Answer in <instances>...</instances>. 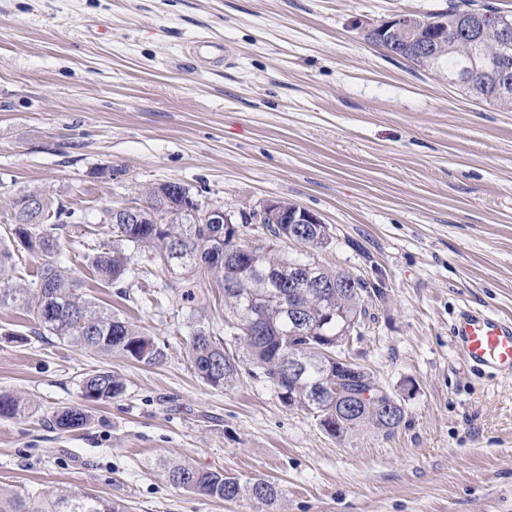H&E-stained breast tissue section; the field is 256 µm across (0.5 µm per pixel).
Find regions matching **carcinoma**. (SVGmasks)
<instances>
[{"label": "carcinoma", "instance_id": "obj_1", "mask_svg": "<svg viewBox=\"0 0 512 512\" xmlns=\"http://www.w3.org/2000/svg\"><path fill=\"white\" fill-rule=\"evenodd\" d=\"M473 11L497 10L477 0H450L448 9L430 14L436 19L457 17L459 9ZM463 41H457L448 52L417 65L431 68L448 65L456 74L469 65ZM473 97L504 109L512 98L501 99L494 87L476 80L463 86ZM182 199L171 197L165 224H117L113 210H103L101 222L111 226L112 234L148 253L153 261L168 270H180L187 293L205 285L216 275L224 296V337L198 336L205 328L204 317L196 318L188 336L189 353L195 371L213 387H227L238 380L243 367L261 375L273 388L279 401L288 407H300L316 416L321 428L332 437H342L366 426L386 434L400 425L404 409L388 393L378 398H363L378 388L373 376L362 365L345 355L344 346L353 340L346 328L361 329L366 301L383 294L381 288L362 278L341 271H332L314 264L310 252L320 248L314 239L297 240L305 252L296 257L275 253L260 247L242 261L230 259L224 266L208 271L198 265L196 255L204 251L224 250V241L209 235L210 225L197 224L192 214L181 209ZM11 225L14 238L27 240V247L43 253L48 260L37 269L38 283L49 287L31 289L23 283L9 284L0 280V305L17 301L26 306L37 329L46 331L59 341L80 346L94 353H118L145 364L162 361L164 353L154 341L127 321L121 320L80 291L82 285L71 270L53 259L63 248L62 235L76 223V211L62 204L53 205L43 195L32 193L15 197L3 214ZM312 266V271L334 282L327 297L315 295L309 288H290L288 280L277 288H265L246 273L248 267L264 268L283 261ZM129 258L121 249L100 252L93 256L91 266L104 284L119 281L128 270ZM255 296L261 315V331L249 336L235 323H244L242 300ZM302 364L296 374L288 372L289 359ZM82 387L97 392L94 403L106 402L125 392L119 376L110 370H96L83 379ZM20 413L17 398L0 394V417ZM55 425L73 430L87 424L84 407L71 406L57 411ZM169 481L198 495L233 501L243 496L274 506L281 490L275 483L256 479L245 484L222 472L199 469L190 464H175L168 469ZM0 512H123L120 505L89 492H24L0 488Z\"/></svg>", "mask_w": 512, "mask_h": 512}]
</instances>
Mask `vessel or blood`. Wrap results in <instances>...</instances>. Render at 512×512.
<instances>
[{"label":"vessel or blood","mask_w":512,"mask_h":512,"mask_svg":"<svg viewBox=\"0 0 512 512\" xmlns=\"http://www.w3.org/2000/svg\"><path fill=\"white\" fill-rule=\"evenodd\" d=\"M450 334L470 367L495 376H512L511 318L467 307L452 321Z\"/></svg>","instance_id":"vessel-or-blood-1"}]
</instances>
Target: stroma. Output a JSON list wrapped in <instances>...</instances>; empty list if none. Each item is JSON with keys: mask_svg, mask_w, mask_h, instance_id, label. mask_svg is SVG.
<instances>
[{"mask_svg": "<svg viewBox=\"0 0 512 512\" xmlns=\"http://www.w3.org/2000/svg\"><path fill=\"white\" fill-rule=\"evenodd\" d=\"M448 0H0V210L44 191L75 210L60 261L164 352L147 365L37 335L0 306V487L69 489L125 512H512V378L474 371L449 327L465 306L512 317V111L366 37ZM224 47L220 65L189 56ZM111 179L98 177L100 169ZM177 182L228 210L284 199L315 212L322 266L379 284L348 354L395 395L391 434H326L263 380L205 384L188 354L180 277L122 245L117 284L89 255L118 245L102 211ZM123 395L66 431L82 380ZM170 462L265 479L275 506L173 486ZM85 387L94 389L97 395L90 402L101 403L119 397L125 392V385L119 376L110 370L100 369L86 375L83 379L82 393ZM55 425L62 430H73L87 424L88 415L83 406L65 407L54 415Z\"/></svg>", "mask_w": 512, "mask_h": 512, "instance_id": "obj_1", "label": "stroma"}]
</instances>
